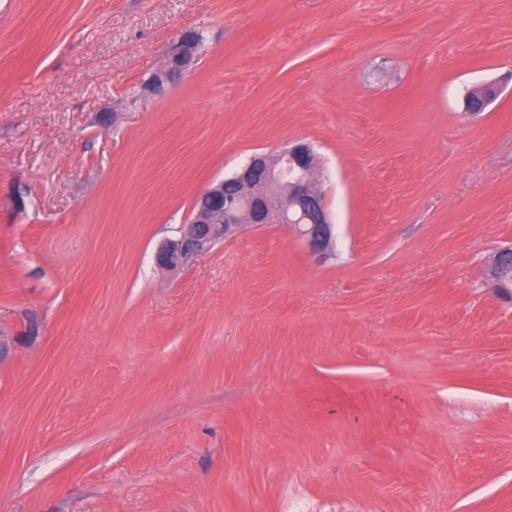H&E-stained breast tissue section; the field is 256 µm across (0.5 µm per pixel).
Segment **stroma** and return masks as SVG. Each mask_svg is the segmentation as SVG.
<instances>
[{"label": "stroma", "instance_id": "1", "mask_svg": "<svg viewBox=\"0 0 512 512\" xmlns=\"http://www.w3.org/2000/svg\"><path fill=\"white\" fill-rule=\"evenodd\" d=\"M297 140L333 254L156 266ZM510 243L512 0H0V512H512ZM197 43V35L194 32H186L173 47L167 67L153 77L152 88H160L173 76L180 74L190 63ZM468 93L469 94L467 95L465 102V109L467 112H470V114H473L471 112H478L479 110H483L498 96L499 87L496 83L489 82L473 87L469 90ZM470 100L474 101L478 105L475 111H471L468 108ZM487 275L500 295L512 298V245L502 247L496 252Z\"/></svg>", "mask_w": 512, "mask_h": 512}]
</instances>
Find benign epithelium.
<instances>
[{
	"mask_svg": "<svg viewBox=\"0 0 512 512\" xmlns=\"http://www.w3.org/2000/svg\"><path fill=\"white\" fill-rule=\"evenodd\" d=\"M197 43L195 33H185L173 47L167 67L153 77L152 88L180 74L190 63ZM498 94V85L489 82L470 89L466 100L474 101L482 110ZM314 169V152L304 141H296L275 155L250 156L231 176L198 197L190 221L158 247L156 264L167 272L181 269L244 224H290L311 251H326L333 239V222L324 195L314 188ZM487 275L499 294L512 298V245L496 252Z\"/></svg>",
	"mask_w": 512,
	"mask_h": 512,
	"instance_id": "benign-epithelium-1",
	"label": "benign epithelium"
}]
</instances>
